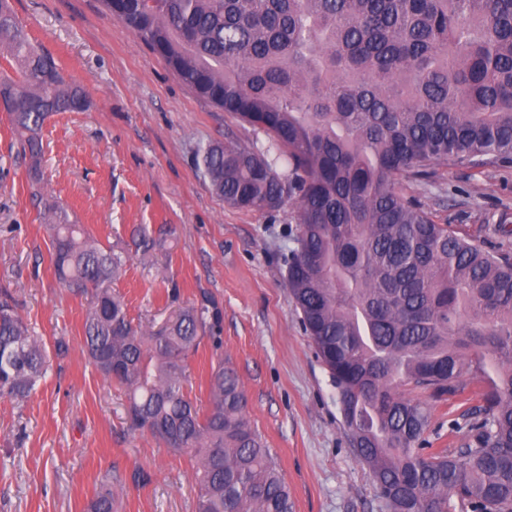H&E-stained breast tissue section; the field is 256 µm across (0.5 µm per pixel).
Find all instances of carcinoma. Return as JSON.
Listing matches in <instances>:
<instances>
[{
  "label": "carcinoma",
  "instance_id": "1",
  "mask_svg": "<svg viewBox=\"0 0 512 512\" xmlns=\"http://www.w3.org/2000/svg\"><path fill=\"white\" fill-rule=\"evenodd\" d=\"M197 96L263 132L199 149L224 204L291 202L289 298L329 373L351 447L386 512H512V253L439 224L411 186L441 165L512 160V0H102ZM0 106L41 180L40 131L89 106L0 0ZM54 274L91 295L83 353L127 395L128 419L193 463L196 512H294L248 418L237 370L211 367L207 409L187 391L202 341L221 348L206 295L158 330L112 290L122 256L40 196ZM47 347L0 292V397L23 400ZM475 385L472 442L423 453L430 406ZM105 488L87 512H114Z\"/></svg>",
  "mask_w": 512,
  "mask_h": 512
}]
</instances>
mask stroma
<instances>
[{
  "label": "stroma",
  "instance_id": "1",
  "mask_svg": "<svg viewBox=\"0 0 512 512\" xmlns=\"http://www.w3.org/2000/svg\"><path fill=\"white\" fill-rule=\"evenodd\" d=\"M34 43L57 59L90 106L44 124L43 178L0 111V290L8 289L47 345L63 341L34 395L0 398V512H85L104 478L124 491L117 512H195L188 455L131 430L127 397L82 351L89 302L63 288L36 193L57 197L69 217L126 260L112 287L143 327L208 291L222 315V353L202 343L189 364L192 395L208 404L212 362L238 371L248 412L276 455L295 512H383L358 462L327 371L305 335L285 284L297 224L294 208L247 211L225 205L198 165V150L234 132L264 144L262 132L193 94L101 0H11ZM438 223L456 225L495 249L512 215V164L483 172L437 167L420 190ZM157 241L137 249L132 231ZM475 401L431 402L425 433L434 448H459L471 434ZM149 480L137 484L135 471Z\"/></svg>",
  "mask_w": 512,
  "mask_h": 512
}]
</instances>
